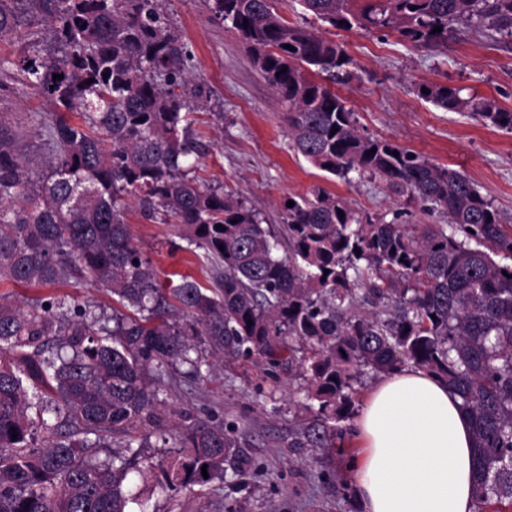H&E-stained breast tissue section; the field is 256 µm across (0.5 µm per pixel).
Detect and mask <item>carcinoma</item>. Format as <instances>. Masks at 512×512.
Returning a JSON list of instances; mask_svg holds the SVG:
<instances>
[{
	"label": "carcinoma",
	"instance_id": "carcinoma-1",
	"mask_svg": "<svg viewBox=\"0 0 512 512\" xmlns=\"http://www.w3.org/2000/svg\"><path fill=\"white\" fill-rule=\"evenodd\" d=\"M274 2L213 0V11L285 104L293 149L334 177L378 178L448 223L361 224L317 187L285 208L284 244L234 194L191 176L200 143L187 51L165 0H0V37L45 25L56 46L27 41L16 62L54 108L35 131L47 154L32 161L0 118V284L91 281L116 303L96 316L65 295L0 293V512H147L124 489L137 453L99 461L88 451L151 416L170 367L203 379L202 345L297 372L304 418L288 447L322 453L352 435L366 372L410 365L440 378L470 421L476 512H512V225L459 170L365 134L334 91L352 77L344 47ZM300 4L335 28L388 30L417 47L443 45L456 25L512 44V0ZM415 92L512 132V111L491 98L447 84ZM127 197L175 219L187 247L204 250L212 286L158 279L123 220ZM237 432L190 430L178 460L155 468L157 484L195 493L238 476L247 459Z\"/></svg>",
	"mask_w": 512,
	"mask_h": 512
}]
</instances>
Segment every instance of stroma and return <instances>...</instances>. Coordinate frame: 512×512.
I'll list each match as a JSON object with an SVG mask.
<instances>
[{"label":"stroma","mask_w":512,"mask_h":512,"mask_svg":"<svg viewBox=\"0 0 512 512\" xmlns=\"http://www.w3.org/2000/svg\"><path fill=\"white\" fill-rule=\"evenodd\" d=\"M213 0H167L165 11L187 50L189 87L202 88L207 108L194 113L193 128L207 150L197 162L200 182L223 186L258 212L263 223L282 228L288 198L315 187L347 200L360 220L444 224L446 215L421 203H406L378 179L344 181L312 166L292 148L285 109L254 66L236 31L215 18ZM290 22L315 26L343 45L353 60L352 77L336 86L367 133L395 141L431 161L467 175L512 220V133L486 126L463 112L421 99L419 83H444L495 99L512 110V49L481 29L449 33L446 47L424 49L388 31L340 29L314 21L299 0H276ZM13 36L0 38V116L21 132L29 154L42 155L30 115L43 111L41 98L20 81ZM134 243L148 255L161 279L188 275L209 284L202 258L187 250L173 224L148 218L136 205L124 211ZM301 381L287 370L270 372L259 356L211 365L204 381L171 368L155 417L117 434L99 458L122 451L128 438L141 440V467L171 460L178 433L197 425L233 422L249 464L241 476L213 483L204 494L169 495L153 476L139 480L152 512H361L348 465L356 440L343 454L301 461L288 445V431L302 417Z\"/></svg>","instance_id":"obj_1"}]
</instances>
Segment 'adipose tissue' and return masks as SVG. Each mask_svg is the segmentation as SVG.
I'll return each mask as SVG.
<instances>
[{
    "label": "adipose tissue",
    "instance_id": "adipose-tissue-1",
    "mask_svg": "<svg viewBox=\"0 0 512 512\" xmlns=\"http://www.w3.org/2000/svg\"><path fill=\"white\" fill-rule=\"evenodd\" d=\"M357 434L350 469L364 512H474L470 423L445 383L415 367L383 376Z\"/></svg>",
    "mask_w": 512,
    "mask_h": 512
}]
</instances>
